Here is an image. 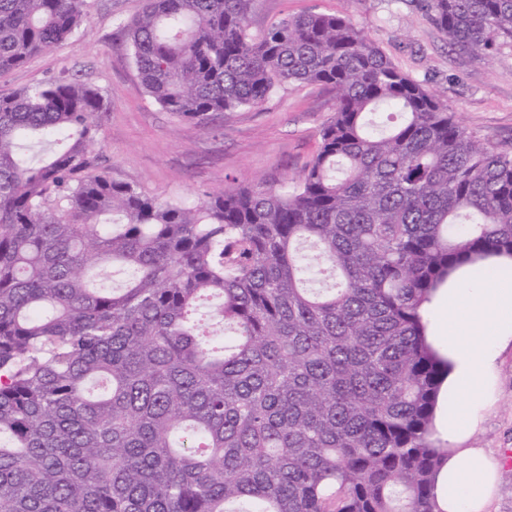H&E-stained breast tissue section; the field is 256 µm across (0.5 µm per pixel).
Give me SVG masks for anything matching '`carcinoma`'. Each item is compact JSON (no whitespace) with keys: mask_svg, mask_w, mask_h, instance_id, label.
Instances as JSON below:
<instances>
[{"mask_svg":"<svg viewBox=\"0 0 512 512\" xmlns=\"http://www.w3.org/2000/svg\"><path fill=\"white\" fill-rule=\"evenodd\" d=\"M255 2L144 0L124 36L201 128L334 90L295 181L160 202L94 165L99 87L0 96V512H444L448 364L421 308L512 259V149L349 17L254 34ZM418 2L454 50L512 41V0ZM88 22V0H0V73ZM97 267L121 287H90Z\"/></svg>","mask_w":512,"mask_h":512,"instance_id":"1","label":"carcinoma"}]
</instances>
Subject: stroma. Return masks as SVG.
<instances>
[{
    "mask_svg": "<svg viewBox=\"0 0 512 512\" xmlns=\"http://www.w3.org/2000/svg\"><path fill=\"white\" fill-rule=\"evenodd\" d=\"M90 24L54 50L0 75V95L66 75L99 86L109 109L97 118L100 163L114 181L162 201L198 200L226 184L251 187L297 177L314 157L319 132L333 116L335 93L293 86L257 109L218 116L198 128L166 112L144 91L121 35L142 0H88ZM345 15L362 27L399 69L446 101L459 122L483 140L512 147V43L499 52L458 55L415 0H257L251 30L289 15ZM492 405L466 447L483 449L512 469V345L492 376Z\"/></svg>",
    "mask_w": 512,
    "mask_h": 512,
    "instance_id": "stroma-1",
    "label": "stroma"
}]
</instances>
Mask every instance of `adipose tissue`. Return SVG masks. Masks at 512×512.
Listing matches in <instances>:
<instances>
[{
  "label": "adipose tissue",
  "instance_id": "1",
  "mask_svg": "<svg viewBox=\"0 0 512 512\" xmlns=\"http://www.w3.org/2000/svg\"><path fill=\"white\" fill-rule=\"evenodd\" d=\"M500 276L479 285L476 267L465 266L440 289L448 306V340L439 353L448 360L439 416L448 440V461L437 477L444 512H488L499 462L463 442L492 403L490 381L499 349L512 343V265L499 260Z\"/></svg>",
  "mask_w": 512,
  "mask_h": 512
}]
</instances>
